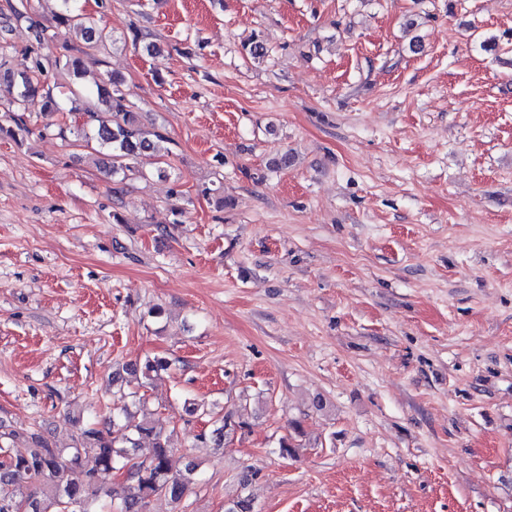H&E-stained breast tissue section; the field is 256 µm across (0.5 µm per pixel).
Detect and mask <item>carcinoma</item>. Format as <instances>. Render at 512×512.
Segmentation results:
<instances>
[{
	"instance_id": "cac0c4a2",
	"label": "carcinoma",
	"mask_w": 512,
	"mask_h": 512,
	"mask_svg": "<svg viewBox=\"0 0 512 512\" xmlns=\"http://www.w3.org/2000/svg\"><path fill=\"white\" fill-rule=\"evenodd\" d=\"M59 2L61 12L55 15L59 25L80 33L92 46L114 41L112 32L94 15L76 8L75 0ZM54 66L68 85L69 112L74 114L72 124L58 128V135L106 150L112 160L110 176L125 174L129 161L145 152L159 157L169 154L165 134L156 131L153 138L146 137L130 110L121 79L112 76L93 91L81 83L89 72L84 59H58ZM45 71V59L37 56L29 72L4 73L7 102L14 115L13 125H0L1 134L14 138L28 131L19 112L39 92ZM169 366L164 358L147 359L133 366L132 373L148 380ZM125 417V407L112 411V426H85L68 448L57 447L33 429L27 433L30 447L24 454L12 451L15 434L0 432V512H65L67 504L75 506L72 512H148L155 497L181 502L195 481L197 465L190 462L181 474H171L174 448L166 430L148 418L131 429L123 423ZM85 454L94 456V469L81 470Z\"/></svg>"
}]
</instances>
